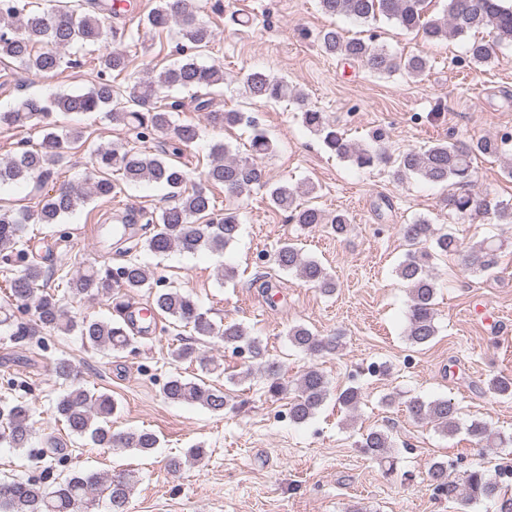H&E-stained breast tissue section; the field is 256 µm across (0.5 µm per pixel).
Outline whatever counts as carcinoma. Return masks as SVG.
Segmentation results:
<instances>
[{
	"label": "carcinoma",
	"mask_w": 512,
	"mask_h": 512,
	"mask_svg": "<svg viewBox=\"0 0 512 512\" xmlns=\"http://www.w3.org/2000/svg\"><path fill=\"white\" fill-rule=\"evenodd\" d=\"M6 11L0 10V60L9 58L18 67L42 75H55L66 64L61 50L69 48L80 52L88 47H103L98 56L99 81L88 91L63 95L53 99L25 96L7 111L0 110V127L27 125L43 131L38 149H24L21 153L0 162V187L34 182L33 190L40 192L51 177L46 165L58 163L64 155V145L82 141V131L71 129L60 136L53 131V115L57 112L80 114L104 112L113 122L126 126L136 141L147 143L159 137L171 136L168 149L159 155H146L126 144L96 147L91 152L92 169L84 178L89 190L72 183H63L45 193L37 212H14L0 208V264L16 273L10 279V291L4 305H0V326L12 324L16 314L34 311L38 325L49 332H69L79 329L83 341L97 350L120 352L132 346L135 336L128 332L134 327L132 311L135 297L148 289L151 308L174 328H189L194 337L171 351L176 362L196 361L202 365L194 342L202 337L216 336L224 346L247 350L251 366L266 371L270 377L269 393L276 396L286 390L279 381V366L269 358L262 341L250 335L240 323L226 322L218 326L208 318L193 297L178 288L154 287L151 274L136 259L112 268L108 265L90 267L70 273L59 268L60 274L49 284L46 267L30 257L32 251L24 240L26 225L62 224V219L76 211L93 194L114 196L121 184L146 183L167 190L173 203L160 212L139 213L148 232L135 237L123 233L119 241L129 244L125 253L145 250L164 256L175 250L195 253L203 248L221 252L237 240L241 231L238 211L230 208L215 213L214 196L201 185H188L185 167L174 162L183 148L199 138V127L178 124L175 114L182 111L185 101L167 94L179 89L190 93V103L197 112L206 114L214 127H230L245 122L239 110L216 109L210 89L224 83V70L217 66L198 63L194 51L207 46L214 39L210 26L201 20L195 0H157L146 18L153 30L164 31L170 25L179 27L182 60L136 81L125 90L112 84L114 73L128 70L131 60L127 52L106 48L109 32L106 15L116 12L111 0H64L41 11L30 9L28 0H8ZM503 0H448L440 17H426L427 0H319L321 11L330 17L346 16L363 23L381 17L393 21L404 30L416 31L427 42L444 41L450 37H464L487 30L492 42L473 41L468 50V62L484 65L491 61L495 48L512 45V6ZM320 48L329 56H343L361 63L377 76L401 72L411 78L422 76L428 59L421 54L401 55L376 43V38L346 39L334 27L322 30ZM243 86L249 99L260 105L279 100L293 101L304 127L319 135L324 148L346 159L359 169L381 165L391 167L393 181L402 184L417 177L429 184L453 188L445 205L460 218L474 219L491 214L499 224H512V205L490 200L471 192L474 183L473 159L479 155L503 156V148L495 139L479 138L466 141H443L426 148L411 149L393 157L382 147H362L345 140L324 113L313 108L304 94L283 78L264 71L251 70L243 75ZM250 157H232L228 148L216 144L211 161L201 173L203 180L222 185L230 196L241 197L255 188H268L270 204L289 213L293 223L303 228L326 224L333 233L343 235L350 229L349 216L337 211L327 214L316 206L297 203L300 195L315 193L312 184L290 186L271 185L259 159L272 152V143L265 132L253 127ZM121 179H112V174ZM399 233L407 244V251L396 267V276L408 290L405 333L414 346L431 343L438 335L436 325L437 288L432 274V260L462 251L461 243L450 231H442L425 218L400 225ZM503 241L482 240L464 249L466 265L475 272L490 273L499 265ZM274 264L283 272L294 273L304 282L330 296L337 284L322 263L304 255L292 240L281 242L274 251ZM104 296L111 301L112 318H84L77 322L65 310L64 303L86 297ZM290 343L311 357L333 354L341 347V335L320 336L304 325L288 329ZM56 374L69 383L68 390L57 400L55 410L70 434L90 436L102 448L134 450L147 454L158 444L150 431H112V417L117 403L106 392L91 391L74 383L77 371L73 365L60 359ZM489 389L499 396H512V377L495 376L488 382ZM164 397L176 403H194L213 412H221L227 402L224 388L203 380L195 381L180 375L170 377L163 387ZM327 381L315 367L304 371L295 382L294 397L288 413L295 423H305L317 412L327 398ZM361 399L358 388L348 386L336 394V402L354 409ZM412 417L421 423H431L445 436L459 430L458 409L446 398L408 401ZM29 405L21 400L0 404V445L8 448H26L32 438ZM467 434L475 445L498 448L507 442L501 432L488 423L474 420ZM360 447L371 457L389 462L387 473L394 471L391 460L393 441L388 430L375 428L362 435ZM431 481L450 500L459 502L465 510L474 504L492 500L498 512H512V491L502 481L503 472L472 467L456 477L448 473V463L434 462L429 469ZM132 476L119 472L108 477L97 472L75 471L65 476L53 475V467L42 470V476L27 479L0 480V512H83L95 497L107 493L110 512H128Z\"/></svg>",
	"instance_id": "carcinoma-1"
}]
</instances>
